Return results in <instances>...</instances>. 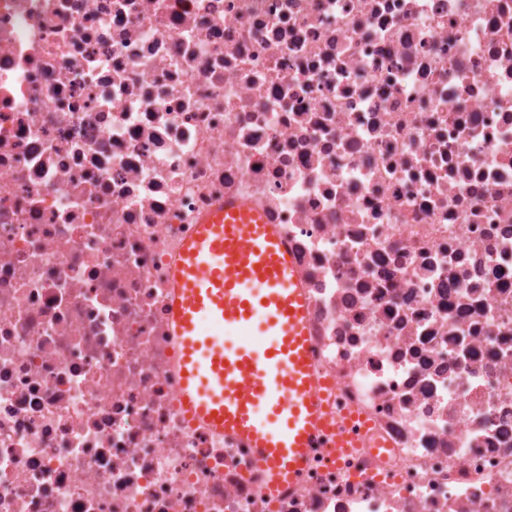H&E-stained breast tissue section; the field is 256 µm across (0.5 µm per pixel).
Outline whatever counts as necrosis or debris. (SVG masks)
I'll return each instance as SVG.
<instances>
[{
	"label": "necrosis or debris",
	"instance_id": "obj_1",
	"mask_svg": "<svg viewBox=\"0 0 512 512\" xmlns=\"http://www.w3.org/2000/svg\"><path fill=\"white\" fill-rule=\"evenodd\" d=\"M232 195L384 444L276 491L178 399ZM0 512H512V0H0Z\"/></svg>",
	"mask_w": 512,
	"mask_h": 512
}]
</instances>
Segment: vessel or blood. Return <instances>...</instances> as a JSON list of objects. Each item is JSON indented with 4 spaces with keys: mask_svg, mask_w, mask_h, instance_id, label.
Segmentation results:
<instances>
[{
    "mask_svg": "<svg viewBox=\"0 0 512 512\" xmlns=\"http://www.w3.org/2000/svg\"><path fill=\"white\" fill-rule=\"evenodd\" d=\"M170 324L178 339L180 405L251 448L269 488L295 483L317 431L355 447L310 368L306 299L285 243L253 200L225 198L178 251ZM264 324L267 343L252 341ZM236 341L225 343V330Z\"/></svg>",
    "mask_w": 512,
    "mask_h": 512,
    "instance_id": "obj_1",
    "label": "vessel or blood"
}]
</instances>
